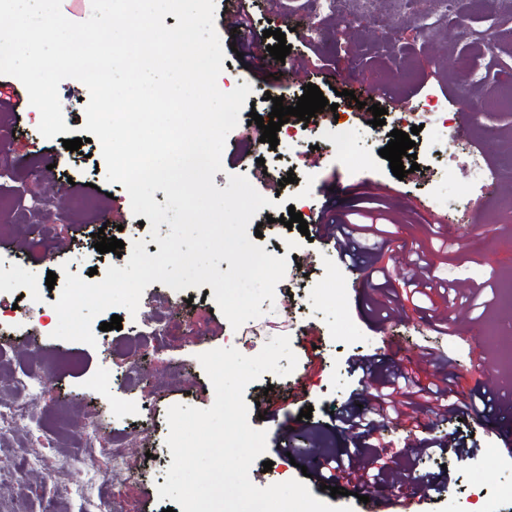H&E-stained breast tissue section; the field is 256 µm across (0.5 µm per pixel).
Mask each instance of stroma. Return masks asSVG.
Masks as SVG:
<instances>
[{"mask_svg":"<svg viewBox=\"0 0 512 512\" xmlns=\"http://www.w3.org/2000/svg\"><path fill=\"white\" fill-rule=\"evenodd\" d=\"M230 9L229 0H216L215 28L227 49L217 84L225 92L251 85L240 121L252 111L268 116L275 97L294 102L301 95V81L272 78L264 30L281 29L292 56L319 57L337 73V92L327 97L329 109L307 123L290 117L273 150L259 153L227 137L223 169L213 177L223 189L229 175L246 176L269 198L253 218L261 226L259 243L266 253L298 261L277 284L274 301L262 302L256 336L242 338L203 288L175 293L155 282L144 290L136 315L120 307L101 314L104 322L122 316V328L102 333L96 345L53 338L58 324L53 305L61 291L48 289V272L65 267L83 277L89 269L102 273L117 263L115 253L96 251L93 235L98 231L128 246L144 241L151 256L160 246L152 241L149 226L139 225L124 186L106 181L99 141L77 151L64 149L61 137L39 133L40 114L29 101L15 111L0 105V194L13 197L32 222L22 234L0 228V274L12 278L11 286L0 291V342L16 366L37 368L47 377L42 392L27 395L15 390L10 377L0 376V402L23 403L28 413L13 430L0 434V512H47L54 487L80 478L78 472L57 470L56 461L79 452L80 432L88 425L99 431L91 463L106 471L111 502L120 512H164L172 504L157 494L172 463L166 413L175 404L201 409L213 404L214 390L198 356L214 348L233 347L254 356L272 337H289L296 364L280 359L286 376L264 373L244 392L250 426L267 432L263 459L254 462L249 477L260 488L287 477L303 480L315 498L352 512H359L357 497L332 496L316 476L322 459L345 446L331 425L332 411L349 402L366 403L376 385L375 379L361 381L350 370L352 356H376L377 377L401 364L425 383L433 377L432 366L423 360L430 351L448 358L460 389L471 391L477 380L486 379L502 394L512 393V301L505 293L512 287V179L499 181L493 190L475 187L467 164L473 153L490 168L512 167V104L503 101L512 90L507 84L512 78V0H458L453 14L410 9L405 0H340L336 5L320 0L315 7L310 0H254V30L237 38ZM460 12L467 14L477 36L496 33L495 43L477 39L465 44L456 20ZM351 84L369 89L374 104L384 93L415 106L435 97L447 104L453 125L466 128L468 136L446 148L435 128L423 127L414 138L415 159L403 161L409 169L418 164V171L397 178L379 154L390 141L394 116L385 114L379 127L366 124L357 105L341 94ZM88 96L78 80L59 85L72 137L83 135ZM340 123L358 134L345 157L337 155L332 139ZM53 153L60 155V165L31 177L39 158ZM289 171L295 182L281 184ZM368 186L400 218L388 225L382 244L365 241L377 246L379 265L400 268L412 244H421L437 276L463 290L483 284L487 309L473 308L462 296L446 307L442 295L432 290L401 299L400 315L377 324L381 294L362 285L371 267L345 264L333 242L307 240L282 223L293 210L311 225L322 212L338 222L353 220ZM468 203L472 223L447 224L445 234L432 242L423 238L424 226ZM433 305L447 308L455 335L434 332L428 312ZM163 327L167 335L152 337V330ZM308 329L320 351L315 358L302 342ZM65 357L77 358L78 367L59 371L57 362ZM131 364L138 370L132 380L127 377ZM276 398L280 406L260 413L259 404ZM307 407L311 418H300ZM434 408L427 403L418 435H408L394 422L386 430L407 468L405 482L434 474L440 483L431 501L413 502L411 512H470L474 506L480 512H512L511 503L496 498L500 485L512 483V456L502 451L503 437L512 436V419L468 411L444 421ZM296 423L301 426L299 444L308 453L293 462L278 442ZM433 437L461 441L464 454L421 453L419 440ZM117 441L124 445L126 469L113 474L106 467ZM266 460L272 461L271 470H263Z\"/></svg>","mask_w":512,"mask_h":512,"instance_id":"obj_1","label":"stroma"}]
</instances>
